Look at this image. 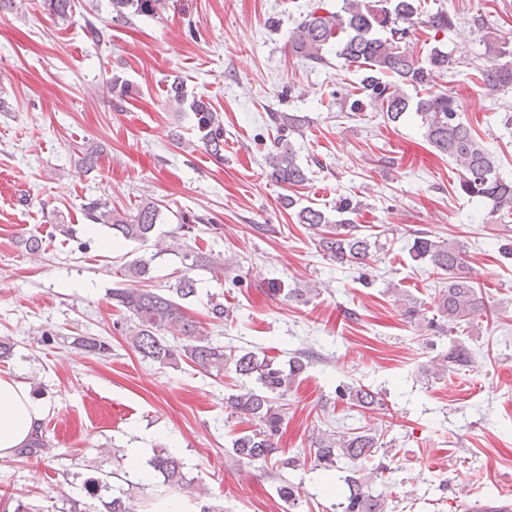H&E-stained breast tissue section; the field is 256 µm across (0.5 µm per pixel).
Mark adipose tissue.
<instances>
[{
  "mask_svg": "<svg viewBox=\"0 0 512 512\" xmlns=\"http://www.w3.org/2000/svg\"><path fill=\"white\" fill-rule=\"evenodd\" d=\"M46 407L26 384L0 377V459L16 454L43 420Z\"/></svg>",
  "mask_w": 512,
  "mask_h": 512,
  "instance_id": "ef3b65f1",
  "label": "adipose tissue"
}]
</instances>
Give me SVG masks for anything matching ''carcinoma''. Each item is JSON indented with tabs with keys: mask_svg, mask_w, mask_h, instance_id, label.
Here are the masks:
<instances>
[{
	"mask_svg": "<svg viewBox=\"0 0 512 512\" xmlns=\"http://www.w3.org/2000/svg\"><path fill=\"white\" fill-rule=\"evenodd\" d=\"M163 0H109L112 21L127 22L133 16L154 15ZM420 15L416 0H343L338 11L328 9L325 0L303 17L292 32L293 52L313 64H323L333 50L347 63L365 66L363 92L380 105L391 122L398 121L409 108L421 118L426 141L437 151L453 159L461 169L459 189L462 194L491 203V211L506 217L512 214V181L501 177L492 155L475 138L472 129L460 117L456 97L445 92L427 91L416 103L405 96L402 86L426 87L435 72L453 68L451 55L435 46L426 60L415 57L410 35L415 17ZM438 32L454 30L453 19L444 11L423 20ZM481 78L492 91L512 89V61L495 63L481 69ZM169 101L178 109L189 108L196 119V133L203 148L215 159H224V124L212 105L201 96H188L183 82L176 77L169 88ZM272 175L282 185L297 186L306 180L294 151L282 143L267 157ZM86 220L112 229L117 241L146 243L162 223L160 205L142 202L135 211H119L101 199H89L82 205ZM300 223L318 236L324 255L341 265L365 266L377 250V241L360 232L350 219L330 222L325 213L304 207L298 212ZM209 220L196 214H183L175 231L181 239L191 237L199 224ZM414 258L427 261L448 276V286L439 290L438 311L450 325L468 324L488 312L481 292L466 272L465 246L430 235L417 237L412 245ZM181 275L162 293L152 288H114L111 296L123 307L132 329L127 336L131 348L142 358L162 366L177 367L190 362L219 376L226 372L254 383L230 398V406L240 417L253 424L232 442V454L242 464L263 470L276 468L277 493L291 509L301 504V484L288 479V472L300 466L295 456L280 455L278 447L286 415L284 399L296 379L305 372L308 358L294 355L283 364L273 357L252 351L224 349L202 336L198 323L188 317L182 302L197 295L196 272H224V257L190 249L176 248ZM155 256L136 258L123 267L124 276L137 282L152 279L151 263ZM74 345L88 353L105 356L110 345L93 337H77ZM469 361L468 350L452 347L448 353L431 361L426 372L437 374ZM336 399L363 410L383 405L378 393L362 385L336 387ZM48 447L43 428H38L18 455L30 457ZM314 466L324 471L345 470L346 491L337 504L342 512H386L388 492L377 482L386 470L379 463L371 472L360 474L355 464L375 458L382 447L380 436L359 427L352 432L320 430L312 440ZM155 472L170 489L189 494L195 490L194 479L187 476L181 458L162 448L150 461ZM104 512H140L138 499L126 490H118L103 502Z\"/></svg>",
	"mask_w": 512,
	"mask_h": 512,
	"instance_id": "obj_1",
	"label": "carcinoma"
}]
</instances>
